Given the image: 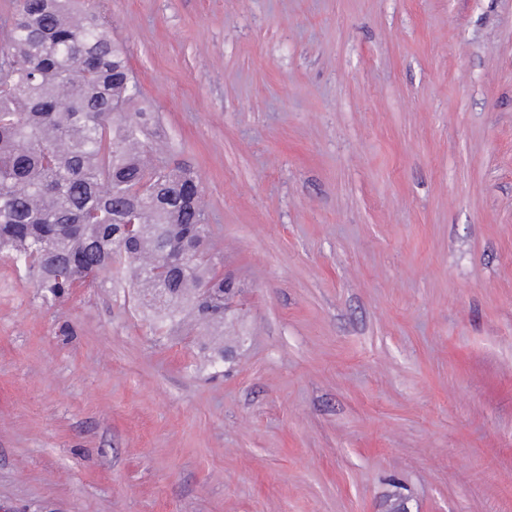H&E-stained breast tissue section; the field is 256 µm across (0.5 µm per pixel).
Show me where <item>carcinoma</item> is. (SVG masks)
Masks as SVG:
<instances>
[{"mask_svg":"<svg viewBox=\"0 0 512 512\" xmlns=\"http://www.w3.org/2000/svg\"><path fill=\"white\" fill-rule=\"evenodd\" d=\"M79 0H18L0 28V255L52 304L103 278L137 289L154 336L187 308L224 326L198 174L170 167L122 44Z\"/></svg>","mask_w":512,"mask_h":512,"instance_id":"obj_1","label":"carcinoma"}]
</instances>
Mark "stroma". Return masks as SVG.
<instances>
[{
	"label": "stroma",
	"instance_id": "stroma-1",
	"mask_svg": "<svg viewBox=\"0 0 512 512\" xmlns=\"http://www.w3.org/2000/svg\"><path fill=\"white\" fill-rule=\"evenodd\" d=\"M101 7L227 358L0 259V512H512V0Z\"/></svg>",
	"mask_w": 512,
	"mask_h": 512
}]
</instances>
